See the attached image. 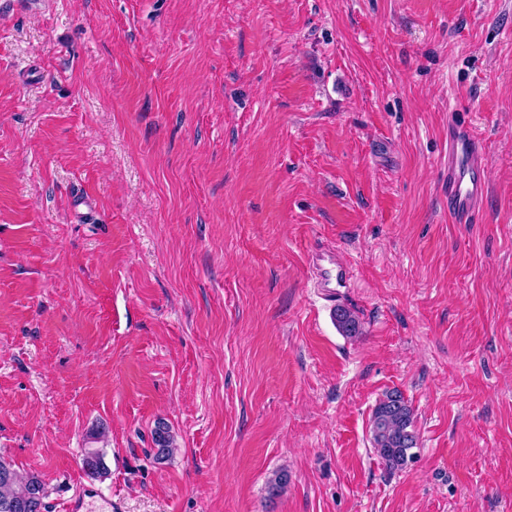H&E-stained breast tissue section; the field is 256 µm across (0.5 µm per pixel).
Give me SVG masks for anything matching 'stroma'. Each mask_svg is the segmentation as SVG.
I'll use <instances>...</instances> for the list:
<instances>
[{
	"mask_svg": "<svg viewBox=\"0 0 512 512\" xmlns=\"http://www.w3.org/2000/svg\"><path fill=\"white\" fill-rule=\"evenodd\" d=\"M0 457L46 512H512V0H0ZM481 143L470 128L448 127V208L458 224L474 216L487 187ZM312 266L319 271V288H329L332 282H340L345 285L351 279L350 270L347 267L336 265V259L330 250H316L312 255ZM333 306L344 303V297L335 291H329L326 295ZM336 327L342 336L353 338L359 334V322L355 313L348 307L337 306L333 313ZM371 434L373 448L389 471L402 470L414 459L411 450L417 446V435L413 412L401 392L388 391L377 403ZM88 491V494H79L73 499H70L65 506V511L69 512H80L82 509L85 510H95V509H101V510H107L109 512L117 510V504H112V497L110 498H101L100 500L102 503L99 505H96V496L92 495L94 491L92 490H86ZM88 498L89 500H86Z\"/></svg>",
	"mask_w": 512,
	"mask_h": 512,
	"instance_id": "obj_1",
	"label": "stroma"
}]
</instances>
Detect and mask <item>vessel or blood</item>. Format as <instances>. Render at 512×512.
Here are the masks:
<instances>
[{
	"mask_svg": "<svg viewBox=\"0 0 512 512\" xmlns=\"http://www.w3.org/2000/svg\"><path fill=\"white\" fill-rule=\"evenodd\" d=\"M481 143L468 128L452 126L448 129V208L456 223H467L474 216L487 187L484 168L480 162ZM319 272L320 285L348 283L347 267L337 265L331 251H315L311 259Z\"/></svg>",
	"mask_w": 512,
	"mask_h": 512,
	"instance_id": "1",
	"label": "vessel or blood"
}]
</instances>
